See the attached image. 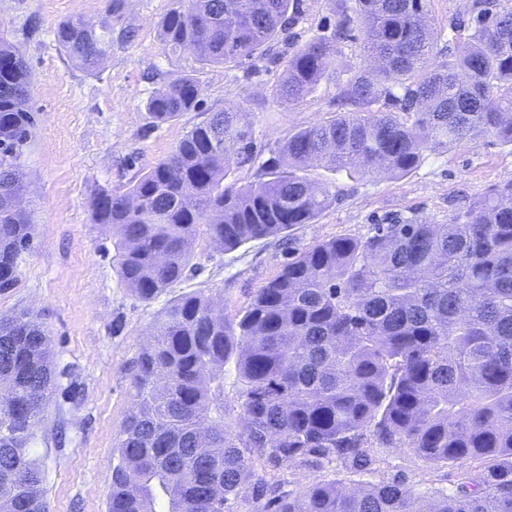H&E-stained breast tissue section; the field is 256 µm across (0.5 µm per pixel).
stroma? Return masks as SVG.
<instances>
[{
    "instance_id": "obj_1",
    "label": "stroma",
    "mask_w": 512,
    "mask_h": 512,
    "mask_svg": "<svg viewBox=\"0 0 512 512\" xmlns=\"http://www.w3.org/2000/svg\"><path fill=\"white\" fill-rule=\"evenodd\" d=\"M105 0H0V35L29 64L35 125L23 148L26 209L35 227L23 252L19 281L0 292V317L22 310L42 324L52 352L55 385L37 425L34 453L50 512H106L112 452L132 408L130 368L162 308L189 293H205L238 319L254 292L274 277L286 254L276 237L231 251L199 230L192 268L152 302L135 298L113 259L115 232L94 223L91 200L103 187L122 189L211 113L242 106L258 150L269 152L294 130L333 115L337 81L320 84L304 102L277 105L272 90L282 62L255 58L225 67L200 64L184 53L165 56L159 23L170 0H126L122 24L137 38L116 44L100 67L86 71L54 40L57 24L84 16L97 20ZM192 73L203 85L200 110L157 127L148 97L166 81ZM334 179L335 203L312 223L288 232L292 247L339 236H359L391 217L418 215L436 223L495 185L512 180V147L483 139L428 152L404 177L368 175ZM401 474L417 490L450 489L453 468L438 469L407 448L385 453L376 482Z\"/></svg>"
}]
</instances>
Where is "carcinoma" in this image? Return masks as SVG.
<instances>
[{"mask_svg": "<svg viewBox=\"0 0 512 512\" xmlns=\"http://www.w3.org/2000/svg\"><path fill=\"white\" fill-rule=\"evenodd\" d=\"M343 0L329 34L294 47L272 96L304 101L342 67V43L378 62L339 85L338 111L300 128L260 165L267 179L226 182L252 162L248 113L228 106L195 125L165 158L122 191L101 189L93 221L110 224L117 271L151 302L190 270L204 224L224 251L310 224L336 201L321 168L349 178L405 176L428 151L491 138L512 145V6L473 0L448 23L468 31L437 59L430 0ZM124 0L98 21L54 30L66 55L95 70L112 52ZM301 0H171L160 23L164 54L189 49L229 66L273 48ZM129 44L135 30L122 27ZM32 73L0 38V292L18 281L33 237L20 147L34 126ZM203 87L179 75L147 101L160 126L201 107ZM131 369L133 408L112 464L107 512H512V180L473 199L446 224L417 215L374 224L288 252L236 321L205 294L171 301ZM240 383L242 430L224 421V365ZM46 333L30 314L0 318V512H48L31 455L54 386ZM210 449L196 453L200 428ZM391 448L426 462L466 461L451 492L413 489L395 476L360 486ZM346 475L296 491L260 462Z\"/></svg>", "mask_w": 512, "mask_h": 512, "instance_id": "cac0c4a2", "label": "carcinoma"}]
</instances>
